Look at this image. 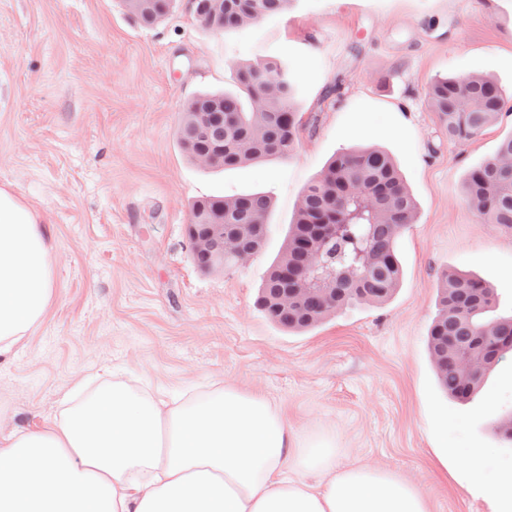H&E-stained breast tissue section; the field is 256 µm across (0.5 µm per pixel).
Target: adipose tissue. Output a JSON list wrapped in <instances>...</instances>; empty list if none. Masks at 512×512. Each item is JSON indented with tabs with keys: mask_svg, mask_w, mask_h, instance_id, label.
Listing matches in <instances>:
<instances>
[{
	"mask_svg": "<svg viewBox=\"0 0 512 512\" xmlns=\"http://www.w3.org/2000/svg\"><path fill=\"white\" fill-rule=\"evenodd\" d=\"M54 248L47 217L0 188V358L45 317ZM342 454L261 394L216 383L172 401L116 379L0 433V512H430L400 473Z\"/></svg>",
	"mask_w": 512,
	"mask_h": 512,
	"instance_id": "ef3b65f1",
	"label": "adipose tissue"
}]
</instances>
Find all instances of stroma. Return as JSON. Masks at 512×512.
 <instances>
[{
    "label": "stroma",
    "mask_w": 512,
    "mask_h": 512,
    "mask_svg": "<svg viewBox=\"0 0 512 512\" xmlns=\"http://www.w3.org/2000/svg\"><path fill=\"white\" fill-rule=\"evenodd\" d=\"M292 73L303 128L287 157L234 169L179 144L195 96L236 89L239 66ZM478 73L506 93L499 118L449 140L427 91ZM512 135V0H292L233 30L201 27L176 0L142 26L119 0H0V185L51 221L55 293L23 348L0 362V432L37 428L89 376L171 395L215 381L269 396L289 427L335 434L349 457L399 471L430 512H492L486 486L512 472V355L469 401L439 387L428 348L444 274L494 291L512 316V231L482 223L465 179ZM375 146L417 203L398 240L404 280L305 332L272 323L259 289L306 188L326 162ZM272 200L261 253L206 271L187 227L195 201ZM481 449V478L461 467Z\"/></svg>",
    "instance_id": "stroma-1"
}]
</instances>
